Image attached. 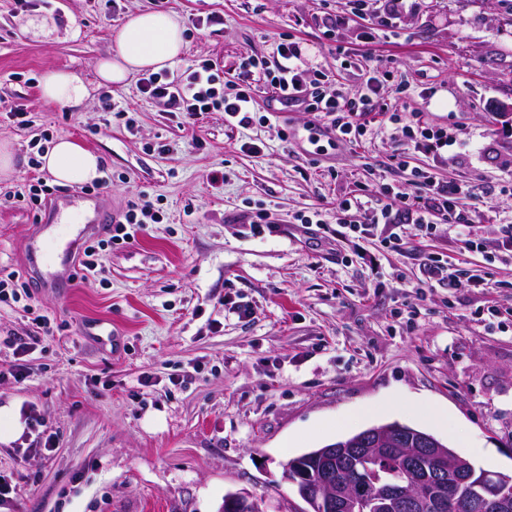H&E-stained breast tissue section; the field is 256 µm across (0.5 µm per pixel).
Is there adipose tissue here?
Returning a JSON list of instances; mask_svg holds the SVG:
<instances>
[{
  "instance_id": "adipose-tissue-1",
  "label": "adipose tissue",
  "mask_w": 512,
  "mask_h": 512,
  "mask_svg": "<svg viewBox=\"0 0 512 512\" xmlns=\"http://www.w3.org/2000/svg\"><path fill=\"white\" fill-rule=\"evenodd\" d=\"M179 18L162 8L129 18L116 32L110 56L97 64L99 77L107 84L124 83L144 70L168 68L180 57L185 42ZM41 97L62 109L81 106L88 96L84 82L66 70L51 69L40 83ZM100 157L78 142L57 138L42 157V166L58 182L80 186L100 176Z\"/></svg>"
}]
</instances>
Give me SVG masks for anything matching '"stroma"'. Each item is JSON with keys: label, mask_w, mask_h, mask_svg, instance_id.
I'll list each match as a JSON object with an SVG mask.
<instances>
[{"label": "stroma", "mask_w": 512, "mask_h": 512, "mask_svg": "<svg viewBox=\"0 0 512 512\" xmlns=\"http://www.w3.org/2000/svg\"><path fill=\"white\" fill-rule=\"evenodd\" d=\"M148 7L186 27L177 73L206 58L229 79L244 55L272 61L285 37L307 43L349 90L388 64L385 102L464 139L437 156L412 154L411 167L479 188L485 206L460 210L487 242L512 220V195L499 191L512 170V110H499L512 107L502 0H408L394 34L342 18V0H34L25 11L0 0V143L14 157L0 179V266L34 279L29 243L49 212L18 196L47 175L30 163L42 139L68 136L99 154L114 178L108 209L142 198L163 217L106 250L97 277L75 276L66 299L34 289L52 333L21 306L0 304V365L16 343L30 345V375L1 382L0 405L34 407L56 435L55 448L29 454L20 440L0 441V475L15 488L0 512H219L225 493L241 489L262 496L266 512H303L284 463L393 421L476 468L512 475V260L489 261L446 237L396 252L374 236H337L332 224L295 232L298 211L376 200L383 182L416 195L394 160L408 149L401 129L379 119L362 143L318 147L304 140L311 115L296 107L278 127L243 129L220 112L186 121L135 77L100 84L97 61ZM212 15L222 33L191 28ZM51 69L84 81L81 107L41 99ZM106 98L126 121L102 111ZM17 105L30 125L8 119ZM246 142L260 153L243 151ZM260 209L279 232H250ZM429 257L490 285L416 292ZM433 409L447 412V428L434 425Z\"/></svg>", "instance_id": "1"}]
</instances>
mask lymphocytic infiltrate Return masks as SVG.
<instances>
[{
    "mask_svg": "<svg viewBox=\"0 0 512 512\" xmlns=\"http://www.w3.org/2000/svg\"><path fill=\"white\" fill-rule=\"evenodd\" d=\"M277 54L279 59L274 69L266 74L267 114H274L280 105L301 107L316 116L326 133L340 142L369 133L368 118L379 106V77H370L365 86L349 91L332 85L328 75L313 65L301 42L283 39ZM262 65L260 59L244 57L236 76V88L231 93L225 92L219 74L206 59L173 78L162 73L141 78L139 89L146 97L182 112L185 118L220 112L228 125L246 128L251 125L256 110L251 78L254 69ZM385 116L388 123L401 127L414 151L436 155L448 145L447 131L409 118L400 107H391ZM411 175L418 190L415 196L397 191L392 203L372 207L365 206L360 198H348L338 204L335 215L329 216L313 208L300 212L298 221L303 225L333 221L338 227L355 232L359 226L353 216L365 210L373 226L389 228L390 233L384 239L387 248L406 249L415 237L433 234L442 227L467 251H485V242L477 237L472 225L461 223L457 214L462 201L476 199L475 187L462 181H440L421 169L412 170ZM160 221L159 212L150 204L130 203L106 235L94 236L82 245L80 269L87 275H97L104 251L113 244L134 241L148 225Z\"/></svg>",
    "mask_w": 512,
    "mask_h": 512,
    "instance_id": "1",
    "label": "lymphocytic infiltrate"
}]
</instances>
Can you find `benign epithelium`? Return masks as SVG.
Instances as JSON below:
<instances>
[{
    "instance_id": "1",
    "label": "benign epithelium",
    "mask_w": 512,
    "mask_h": 512,
    "mask_svg": "<svg viewBox=\"0 0 512 512\" xmlns=\"http://www.w3.org/2000/svg\"><path fill=\"white\" fill-rule=\"evenodd\" d=\"M397 440L393 428L373 427L354 440L328 447L316 480L304 485V512H323L326 506L336 512H363L366 508L374 512H512L508 485L493 483L484 475L478 481L482 493L475 498L461 497L460 485L471 480L474 473L465 460L449 455L440 441L419 434L412 440L414 447L390 449ZM390 450L409 460L425 455L432 461V468L416 473L405 484L385 486L382 495L371 502L338 477L336 463H345L360 454L372 456ZM262 503L252 492L242 489L224 495L220 512H264Z\"/></svg>"
}]
</instances>
